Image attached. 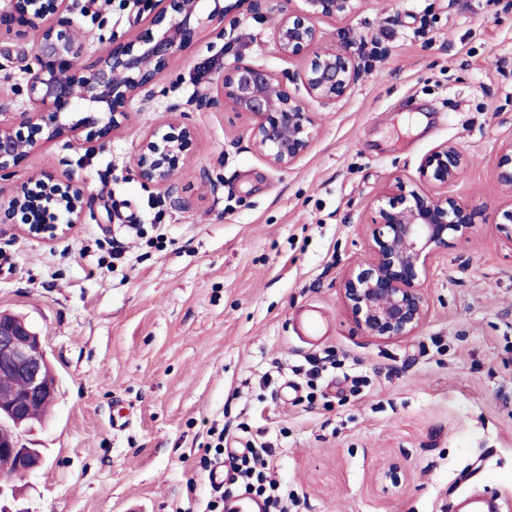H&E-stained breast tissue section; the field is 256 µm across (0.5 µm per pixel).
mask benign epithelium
<instances>
[{
    "mask_svg": "<svg viewBox=\"0 0 512 512\" xmlns=\"http://www.w3.org/2000/svg\"><path fill=\"white\" fill-rule=\"evenodd\" d=\"M149 19L132 37L114 36L106 50L98 51L89 66H80L88 34L77 29L72 14L77 0H9L0 11V28L15 13L27 17L37 37L24 66L31 109L23 113L24 135L14 123L0 119V173L19 166L39 145L69 139L78 132L85 139L104 141L121 131L130 103L152 95L157 76L172 68L191 46L205 21L245 5L234 0H212L215 7L202 18L201 0H149ZM303 7L281 14L273 27L280 56L296 60L321 43L316 22L345 20L355 15L364 0H302ZM361 73L359 57L346 42L320 48L297 73L308 98L292 92L268 68L238 58L224 67L217 79V95L201 94L185 103L168 104L162 119L141 140L136 155L137 177L144 183L173 193L180 165L187 164V149L194 128L190 112L221 109L250 115V138L266 162L287 169L308 151L317 120L307 99L326 105L342 100ZM82 112L76 122L69 114ZM497 179L512 195V141L502 145ZM465 162L462 150L444 143L424 159L422 176L431 190H411L381 200L382 222L367 236L369 259L343 272L339 290L343 304L363 334L376 342H393L415 335L424 323L429 302L424 283L430 261L448 249V234L463 238L471 233L475 213L461 200L441 192L459 175ZM56 191L57 203L68 214L66 224H29L31 237L55 238L66 234L81 217L85 189L77 184ZM27 203L24 186L0 198V216L12 217ZM50 365L39 334L25 318L0 314V414L15 421L30 419L33 410L54 399L56 385L47 377ZM0 455L10 457L26 476L44 460L35 448L21 445L19 431L0 424Z\"/></svg>",
    "mask_w": 512,
    "mask_h": 512,
    "instance_id": "1",
    "label": "benign epithelium"
}]
</instances>
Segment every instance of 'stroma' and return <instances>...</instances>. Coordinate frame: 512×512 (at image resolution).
<instances>
[{"label": "stroma", "mask_w": 512, "mask_h": 512, "mask_svg": "<svg viewBox=\"0 0 512 512\" xmlns=\"http://www.w3.org/2000/svg\"><path fill=\"white\" fill-rule=\"evenodd\" d=\"M79 2L87 65L136 13L133 0ZM288 7L264 0L209 23L153 97L131 103L123 131L40 146L0 175L5 194L44 174L86 191L67 237L0 223V312L40 333L57 384L48 417L21 433L44 465L13 480L12 512H224L243 489L209 483L218 432L228 448L271 446L290 512H451L473 494L512 505V245L495 226L512 208L497 181L512 140V0H366L318 24L324 42L352 44L362 74L340 102L310 101L318 133L295 165L271 167L252 117L227 108L190 113L174 194L136 175L166 105L212 89L226 63L284 79L301 69L272 39ZM35 39L19 20L0 34V115L15 122ZM444 143L465 155L448 193L475 226L432 259L416 334L372 341L339 278L367 260L383 192L420 187L423 158ZM326 355L339 367L315 386L294 374ZM389 464L399 486L381 479Z\"/></svg>", "instance_id": "stroma-1"}]
</instances>
